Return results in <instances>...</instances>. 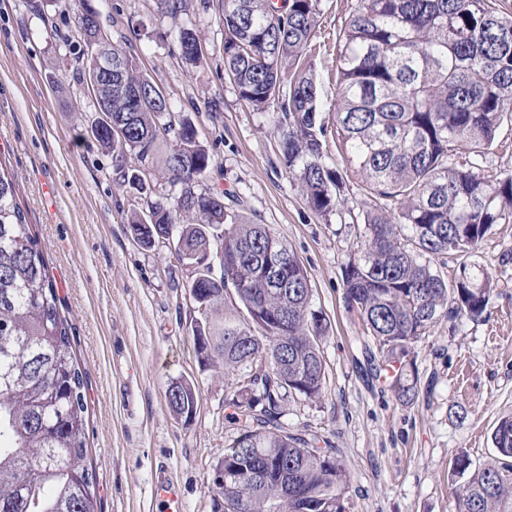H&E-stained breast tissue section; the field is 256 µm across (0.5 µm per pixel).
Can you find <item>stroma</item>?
Here are the masks:
<instances>
[{"label": "stroma", "instance_id": "1", "mask_svg": "<svg viewBox=\"0 0 512 512\" xmlns=\"http://www.w3.org/2000/svg\"><path fill=\"white\" fill-rule=\"evenodd\" d=\"M352 3L320 0L322 35L311 60L324 113L336 98V36ZM95 6L113 46L137 58L175 105L176 119L195 125L212 157L198 189L223 193L229 209L270 225L308 270L314 307L330 325L326 386L320 401H282L283 424L337 448L350 471L353 512H451L455 457L466 454L475 468L496 458L492 433L512 416V223L497 225L479 248L478 262L497 280L484 319L440 321L414 344L403 374L416 380V395L400 402L387 374L368 362L377 346L344 302L342 270L357 249L355 233L336 213L309 207L281 160L278 113L246 105L225 78L219 0H186L175 17L158 0ZM75 13L57 0H0V166L15 178L16 201L71 326L97 509L156 512L162 472L178 485L183 512H218L209 488L236 435L229 401L240 376L194 349L193 331L205 316L186 288L192 269L168 245L146 248L130 234V212L180 188L165 167L168 145L148 163L132 154L118 162L90 135L98 114L77 80L84 42ZM182 27L206 48L197 66L181 56ZM137 168L141 193L122 179ZM180 380L197 391L187 422L165 398Z\"/></svg>", "mask_w": 512, "mask_h": 512}]
</instances>
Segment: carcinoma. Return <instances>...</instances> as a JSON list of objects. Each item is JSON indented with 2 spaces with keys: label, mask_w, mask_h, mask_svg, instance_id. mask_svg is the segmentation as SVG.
<instances>
[{
  "label": "carcinoma",
  "mask_w": 512,
  "mask_h": 512,
  "mask_svg": "<svg viewBox=\"0 0 512 512\" xmlns=\"http://www.w3.org/2000/svg\"><path fill=\"white\" fill-rule=\"evenodd\" d=\"M319 3L224 0V70L243 102L288 119L282 159L314 211L339 215L350 186L365 191L354 225L359 248L342 271L345 302L393 368L441 319L480 320L496 288L475 257L494 225L512 220V175L484 169L512 124V16L493 0H355L336 38L329 125L303 60L320 28ZM79 4L84 44L99 42L126 66L123 92L101 81L97 57L86 50L80 82L94 89L98 111L124 127L116 138L99 119L95 140L117 159L133 153L145 162L159 134H174L165 163L180 193L130 213V233L147 248L168 238L194 270L190 298L209 311L226 297L225 279L210 275L206 246L221 240L234 261L226 275L243 319L194 331L198 355L242 373L230 400L237 436L224 449V483L213 480L225 512H353L342 457L318 447L315 435L288 431L278 412L284 397L316 401L324 391L328 323L313 308L306 267L269 225L230 214L222 194L195 190L212 158L194 125L174 126L169 100H132L129 90L152 79L89 23L98 14L92 0ZM177 39L184 60L201 63L193 30H179ZM329 136L347 158L341 172L324 164ZM15 195L0 166V512H97L84 377L57 285ZM279 249L288 252L284 288L272 287L267 272L268 255ZM445 256L459 261L451 281L432 266ZM415 387L392 375L401 402L414 399ZM166 399L174 414L192 419V384L170 385ZM492 440L497 459L474 470L464 455L453 463L458 512H512V417Z\"/></svg>",
  "instance_id": "obj_1"
}]
</instances>
